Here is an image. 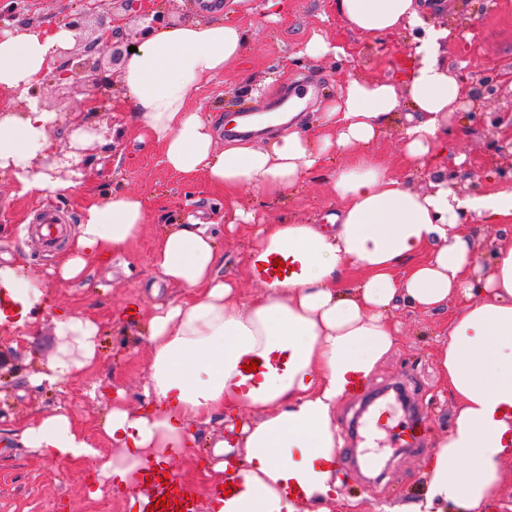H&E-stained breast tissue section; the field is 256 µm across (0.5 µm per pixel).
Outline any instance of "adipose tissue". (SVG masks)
Masks as SVG:
<instances>
[{
    "label": "adipose tissue",
    "mask_w": 512,
    "mask_h": 512,
    "mask_svg": "<svg viewBox=\"0 0 512 512\" xmlns=\"http://www.w3.org/2000/svg\"><path fill=\"white\" fill-rule=\"evenodd\" d=\"M347 26L382 37L426 27L409 49L401 81L352 78L319 115L322 135L299 130L255 145L221 148L209 116L193 107L199 83L240 61L246 31L223 19L163 26L147 35L121 69L122 101L139 141L159 147L166 168L204 176L233 204V222L252 221L236 207L252 191L283 195L320 168L324 157L348 155L332 174L341 202L321 224H265L244 272L263 288L240 299L225 277L218 237L197 217L167 226L151 262L163 284L186 299L160 301L150 286L154 313L145 325L152 360L138 410L116 392L102 431L118 456L102 460L91 486L128 493L131 503L149 493L144 475L173 470L192 458L201 428L220 423L215 462L205 471L211 497L205 512H336L344 505L336 460L342 440L336 408L353 383L370 378L393 349V321L402 305L434 311L457 298L465 306L448 323L436 364L456 400L454 422L424 461L420 494L387 512H492L512 486V247L492 253V272L480 276L472 237L460 228L469 214L489 224L512 221V186L463 197L435 172L421 193L392 177L368 152L393 118L401 120L406 155L426 162L448 146V114L463 86L441 57L448 32L427 28L434 0H336ZM73 30L28 28L0 33V91L39 86ZM410 112H401L402 101ZM56 119L38 102L0 113V174L22 192L73 193L72 180L52 178L37 160L51 147ZM152 212L137 194L115 193L87 202L55 270L58 282L84 276L89 263L104 264L140 236ZM282 272H274L275 260ZM353 270L365 276L347 283ZM50 301L39 274L11 261L0 264V325L23 328ZM55 350L36 383L57 384L88 375L98 358L99 326L61 310L51 319ZM258 368L245 372L244 364ZM245 410L257 420H241ZM22 443L50 460L90 457L95 449L67 414L42 417L20 432ZM231 483L230 495H218Z\"/></svg>",
    "instance_id": "1"
}]
</instances>
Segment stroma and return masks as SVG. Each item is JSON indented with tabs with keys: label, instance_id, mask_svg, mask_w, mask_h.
Masks as SVG:
<instances>
[{
	"label": "stroma",
	"instance_id": "35a3bbf8",
	"mask_svg": "<svg viewBox=\"0 0 512 512\" xmlns=\"http://www.w3.org/2000/svg\"><path fill=\"white\" fill-rule=\"evenodd\" d=\"M265 4L266 0H238L224 10L225 19L248 34L246 55L223 74L202 81L193 97L194 104L215 119L223 144L230 140L226 130L240 105L306 91L311 97L296 118L310 133H319L321 102L354 77L397 79L407 46L421 36L417 30L384 37L357 34L338 14L336 0H287L275 15ZM159 11L170 23L203 16L192 0H134L129 6L124 0H99L93 12L88 11L86 0H7L0 12V31L22 23L53 28L77 16L84 17L86 28L91 29L114 15ZM430 23L450 29L443 57L466 77L471 90H478L483 78H498L495 95L475 105L462 101L459 109L449 113L445 157L446 173L459 194L494 192L512 180V161L496 147L500 140L512 142V0H443ZM316 33L343 47V55L300 58L305 43ZM31 95L56 115L50 135L59 153L50 165L57 178L71 179L75 175L64 156L71 139L68 114L83 110L84 98L60 89L50 75ZM471 110L476 118H468ZM90 121L98 131L83 149L84 164L75 176L79 186L71 196H21L11 176L0 177V254L10 255L34 272L47 273L57 266L61 253L43 251L27 238L25 225L39 223L43 212L52 210L69 226H77L85 200L117 190L147 197L155 221L145 225L138 241L119 258L90 264L83 280L68 284L49 280L54 308L40 315L30 339L0 326V512H134L127 496L109 488L100 498H90L87 478L99 456L116 453L100 437L111 408L110 392L124 390L128 407H137L149 375L150 348L142 331L154 300L144 289L160 279L150 255L163 226L179 223L188 213L217 222L224 242L223 272L238 279L240 295L246 299L260 291L257 283L240 276L255 245L256 223L320 224L340 205L330 181L332 169L326 166L279 198L241 193L238 205L255 210L256 222L227 232L223 195L208 189L204 177L186 180L171 173L162 164L158 147L138 140L127 110L116 107L107 114L91 115ZM370 151L393 176L417 190H428L429 172L406 158L398 121L389 122ZM132 304L137 307L135 319L119 320V312ZM459 308V301L452 300L436 312L408 306L397 310L401 333L393 351L366 382L371 401L361 406L346 397L339 403L336 425L344 447L378 459L370 470L357 469L343 459L337 462L345 498L365 505L367 512H384L419 490L424 457L453 423L454 401L439 380L436 355L448 321ZM57 309L74 311L100 326L98 365L92 375L54 388L34 386L30 376L43 370L54 351L51 318ZM389 403L398 414L413 412L427 422L429 434L419 450L401 448L394 432L366 431L365 422ZM56 412L68 414L89 435L98 457L52 461L20 444L17 432L23 425Z\"/></svg>",
	"mask_w": 512,
	"mask_h": 512
}]
</instances>
